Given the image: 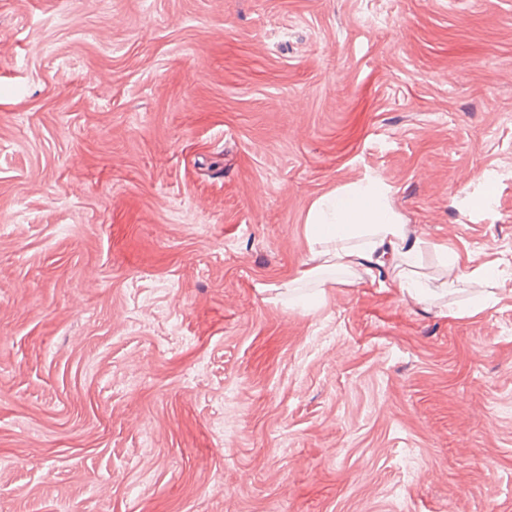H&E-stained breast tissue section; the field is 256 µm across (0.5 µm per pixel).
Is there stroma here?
Wrapping results in <instances>:
<instances>
[{
    "label": "stroma",
    "instance_id": "35a3bbf8",
    "mask_svg": "<svg viewBox=\"0 0 512 512\" xmlns=\"http://www.w3.org/2000/svg\"><path fill=\"white\" fill-rule=\"evenodd\" d=\"M0 512H512V0H0ZM390 187L377 179L319 197L306 220V236L316 265L301 279H318L325 269L349 274L360 270L373 276L376 266L388 265L391 284L410 299L422 302L432 289L419 268L427 243L409 240L400 216L389 204ZM444 254V267L445 274L448 277L450 283L461 281L463 277H472L482 281L486 286L493 288L497 284V280L494 274V270L488 266H481L474 268L468 275L462 274L460 257L456 254L448 257V248L443 252Z\"/></svg>",
    "mask_w": 512,
    "mask_h": 512
}]
</instances>
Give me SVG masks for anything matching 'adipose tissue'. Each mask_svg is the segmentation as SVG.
Instances as JSON below:
<instances>
[{"mask_svg": "<svg viewBox=\"0 0 512 512\" xmlns=\"http://www.w3.org/2000/svg\"><path fill=\"white\" fill-rule=\"evenodd\" d=\"M389 194L387 185L367 178L315 200L306 220L315 264L303 270V278H319L329 268L369 275L385 265L404 295L417 302L429 298L432 289L419 265L427 244L407 237Z\"/></svg>", "mask_w": 512, "mask_h": 512, "instance_id": "obj_1", "label": "adipose tissue"}]
</instances>
